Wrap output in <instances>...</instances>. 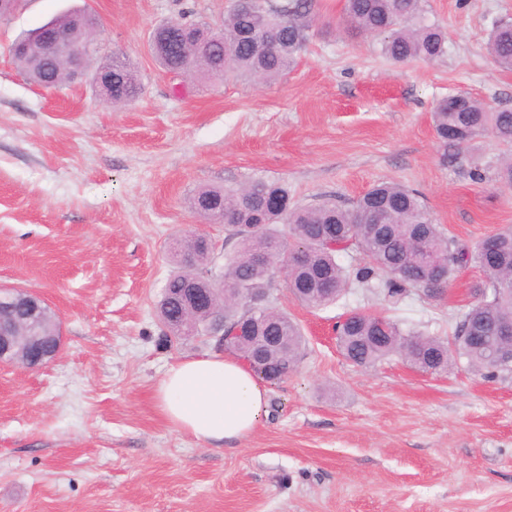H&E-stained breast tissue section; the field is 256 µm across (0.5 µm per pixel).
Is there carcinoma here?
Returning a JSON list of instances; mask_svg holds the SVG:
<instances>
[{"mask_svg":"<svg viewBox=\"0 0 512 512\" xmlns=\"http://www.w3.org/2000/svg\"><path fill=\"white\" fill-rule=\"evenodd\" d=\"M94 20L86 10L66 12L23 34L11 47L25 77L44 88L73 82L68 63L57 56L53 36L68 32L88 40L95 29L78 25ZM315 16L313 0H251L230 7L224 21L194 22L189 28L173 21L155 29L152 49L159 65L170 73L221 80L227 75L275 79L293 66L309 41ZM339 24L352 33L374 37L381 53L397 64L429 62L445 53V32L429 19L425 0H345ZM492 63L512 70V19L495 26L486 45ZM96 70L112 72L111 103L137 97L141 85L130 63L121 55L100 63ZM457 106L439 100L433 112L436 139L457 157L473 149L477 139L490 134L512 147V110H490L474 97L456 94ZM495 181L512 189V156L503 158ZM190 208L209 224H222L227 240L236 246L224 256L220 274L213 276V252L189 239L173 254L174 270L158 305L166 337L181 338L172 326L184 321L194 334L211 325V311L186 306L191 289L224 286L216 302L224 310V335L250 313V296H274L279 269V245L291 241L306 250L302 262L288 270V290L300 305L321 309L351 289L366 288L396 304L423 293L434 296L455 274L470 264L482 274L474 286L475 301L454 311L452 335L425 336L403 328L391 317L352 312L336 322V345L341 354L361 368H373L400 356L414 369L447 370L458 361L492 379L512 382V228L493 235L497 249L483 252L480 244H460L433 223L426 206L405 186L386 181L364 194L352 207L333 201L301 205L288 188L268 180H254L235 189L204 186L190 199ZM259 224L257 231L249 230ZM364 264L346 267L340 257L350 252ZM448 263L444 280L432 276V267ZM258 320L257 334L282 336L288 349L264 345L255 373L265 381L288 375L300 363L303 333L288 313L268 307ZM226 349L249 359L255 348L244 337H232Z\"/></svg>","mask_w":512,"mask_h":512,"instance_id":"obj_1","label":"carcinoma"}]
</instances>
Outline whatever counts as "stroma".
I'll return each mask as SVG.
<instances>
[{"mask_svg": "<svg viewBox=\"0 0 512 512\" xmlns=\"http://www.w3.org/2000/svg\"><path fill=\"white\" fill-rule=\"evenodd\" d=\"M231 4L26 0L0 24V286L43 296L62 337L46 365H0V512H512V384L397 357L362 369L333 331L361 310L446 336L480 279L472 266L397 309L358 290L312 310L277 280L275 306L306 345L269 385L263 425L217 446L159 413L168 366L216 349L201 336L164 343L157 314L176 239L203 233L228 250L223 225L190 209L197 188L265 179L298 203L349 207L387 180L420 193L466 245L512 227V190L444 160L432 122L436 102L461 91L512 109V71L485 52L512 0H428L448 37L429 63L391 64L374 38L339 28L344 0H316L306 50L272 82L159 66L158 26L187 13L218 22ZM85 6L102 23L98 58L136 67L134 102H106L88 77L42 89L12 59L19 34Z\"/></svg>", "mask_w": 512, "mask_h": 512, "instance_id": "35a3bbf8", "label": "stroma"}]
</instances>
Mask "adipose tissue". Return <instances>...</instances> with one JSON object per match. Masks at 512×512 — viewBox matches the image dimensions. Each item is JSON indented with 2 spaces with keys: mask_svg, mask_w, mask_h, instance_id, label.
<instances>
[{
  "mask_svg": "<svg viewBox=\"0 0 512 512\" xmlns=\"http://www.w3.org/2000/svg\"><path fill=\"white\" fill-rule=\"evenodd\" d=\"M154 398L165 420L210 444L246 438L267 417L265 381L236 356L219 352L173 363Z\"/></svg>",
  "mask_w": 512,
  "mask_h": 512,
  "instance_id": "ef3b65f1",
  "label": "adipose tissue"
}]
</instances>
